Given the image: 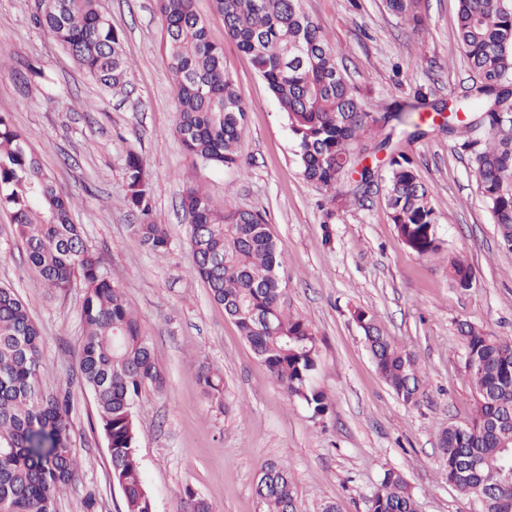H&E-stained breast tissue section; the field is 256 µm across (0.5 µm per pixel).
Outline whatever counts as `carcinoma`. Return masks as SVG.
Wrapping results in <instances>:
<instances>
[{"mask_svg": "<svg viewBox=\"0 0 512 512\" xmlns=\"http://www.w3.org/2000/svg\"><path fill=\"white\" fill-rule=\"evenodd\" d=\"M226 34L249 55L286 114L303 176L327 190L352 169L356 154H387L388 218L402 243L421 258L438 254V216L413 161L391 147V135L362 144L376 125L419 124L409 112L366 110L336 60L322 28L302 0H212ZM35 23L58 41L102 88L122 91L129 62L122 37L98 11L97 0H33ZM176 94L175 132L188 155L207 166L240 162L245 105L224 64L223 47L211 41L195 0H158ZM457 38L476 76L465 94L467 121L448 133L484 126L485 139L461 140L501 242L512 249V134L499 129L497 113H512V6L506 0H458ZM125 204L135 215L140 245L168 249L156 223L143 159L125 161ZM0 205L7 207L25 242L29 266L56 291L83 281L84 336L78 349V380L90 391L96 419L110 452L111 475L126 512H153L137 455L136 408L143 389L160 387L163 374L124 289L102 270L81 226L72 221L73 201L62 194L6 113H0ZM181 207L190 227L191 276L224 307L241 337L287 395L315 417L329 410L327 395L313 385L318 347L309 321L282 309L279 269L285 248L262 215L233 204H216L198 186L186 189ZM474 278L460 257L448 260V280L463 288ZM376 371L405 405L425 393L415 358L399 349L374 316L356 313ZM469 382L476 394L472 421L450 425L438 437L448 485L476 498L481 512H512V341L463 323ZM42 338L17 294L0 286V512H55L57 493L74 480L79 461L69 434V396L48 390L42 379ZM206 395L221 402L224 380L207 369ZM254 492L263 512H295L296 492L288 465L261 466ZM372 512H419L404 476L388 469L369 504Z\"/></svg>", "mask_w": 512, "mask_h": 512, "instance_id": "carcinoma-1", "label": "carcinoma"}]
</instances>
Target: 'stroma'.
<instances>
[{
    "instance_id": "1",
    "label": "stroma",
    "mask_w": 512,
    "mask_h": 512,
    "mask_svg": "<svg viewBox=\"0 0 512 512\" xmlns=\"http://www.w3.org/2000/svg\"><path fill=\"white\" fill-rule=\"evenodd\" d=\"M323 28L368 111L419 105L429 123L423 135L395 134L432 194L439 215L441 254L418 257L398 238L384 199L385 164L360 196L345 179L329 193L302 175L288 120L248 55L224 31L212 0H195L211 40L246 105L240 162L200 164L174 133L175 96L165 33L156 0H98V9L124 40L129 83L103 90L67 51L35 25L33 0H0V113L26 132L28 144L57 188L76 205L80 224L101 266L125 291L154 344L165 383L146 388L137 406V452L153 512H189L192 488L217 512H262L254 493L260 466L270 460L291 469L297 512H367L387 469L400 471L419 512H474L441 469L437 438L448 425L471 422L475 392L467 378L458 332L469 322L512 340V250L479 190L457 137L434 122L472 84L456 38L457 0H414L410 22L384 0H303ZM38 68L28 90L9 70ZM146 163L154 217L166 225L170 247L141 246L126 207L128 152ZM203 186L215 203L258 211L286 249L282 306L307 319L318 347L314 385L330 403L313 417L291 400L241 338L223 306L190 274L192 254L181 197ZM474 270L471 288L453 287L448 258ZM0 285L24 300L43 336V383L68 387L70 438L80 467L56 500V512H85L87 494L97 512H125L111 476L107 441L96 422L91 393L75 380L83 332L84 290L44 286L0 207ZM373 314L398 347L418 358L425 380L420 403L399 402L377 373L355 311ZM224 377L222 403L205 395L204 369Z\"/></svg>"
}]
</instances>
